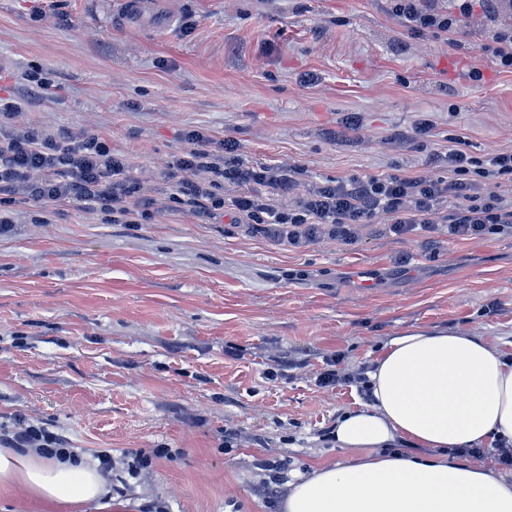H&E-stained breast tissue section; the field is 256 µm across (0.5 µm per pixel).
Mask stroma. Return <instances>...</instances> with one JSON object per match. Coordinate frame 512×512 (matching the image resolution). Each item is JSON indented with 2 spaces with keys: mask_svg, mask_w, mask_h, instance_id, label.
I'll use <instances>...</instances> for the list:
<instances>
[{
  "mask_svg": "<svg viewBox=\"0 0 512 512\" xmlns=\"http://www.w3.org/2000/svg\"><path fill=\"white\" fill-rule=\"evenodd\" d=\"M44 8L0 0V97L24 103L0 130L97 131L156 211L129 225L17 206L0 236V420L89 457L171 449L138 477L113 470L125 512H280L264 482L347 457L325 433L361 398L318 386L327 358L372 365L414 328L512 341L511 236L394 240L379 216L355 245L286 251L232 214L204 224L166 203L192 129L296 167L299 196L354 175H447L426 161L452 137L481 159L512 151V73L482 49L486 18L456 46L410 33L386 0H155L141 20L119 0ZM36 71L51 85L32 97ZM288 351L303 369L275 368Z\"/></svg>",
  "mask_w": 512,
  "mask_h": 512,
  "instance_id": "obj_1",
  "label": "stroma"
}]
</instances>
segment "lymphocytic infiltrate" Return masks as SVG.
<instances>
[{
  "label": "lymphocytic infiltrate",
  "instance_id": "obj_1",
  "mask_svg": "<svg viewBox=\"0 0 512 512\" xmlns=\"http://www.w3.org/2000/svg\"><path fill=\"white\" fill-rule=\"evenodd\" d=\"M389 9L414 32L465 34L475 15L498 11L503 0H388ZM187 150L169 177L174 209L193 213L201 222L231 206L237 223L253 235L284 250L300 249L328 239L350 246L358 231L377 215L387 217L389 234L445 233L450 240L512 236V202L483 195V181L512 176V152L488 159L454 148L448 152L449 177L390 175L354 176L313 188L307 196L292 192L293 167L244 162L230 138L212 143L202 131L184 135ZM194 169L201 181L185 179ZM236 188L225 200V188ZM29 201L63 203L100 213L109 224H139L149 216L151 201L130 172L127 159L98 133L52 132L26 127L0 135V235L11 229L13 207ZM451 211H444V203ZM1 448H31L66 457L58 435L18 417L0 423Z\"/></svg>",
  "mask_w": 512,
  "mask_h": 512
}]
</instances>
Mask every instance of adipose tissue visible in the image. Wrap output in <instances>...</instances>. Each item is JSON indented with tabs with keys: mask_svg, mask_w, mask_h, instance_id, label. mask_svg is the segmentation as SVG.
Returning <instances> with one entry per match:
<instances>
[{
	"mask_svg": "<svg viewBox=\"0 0 512 512\" xmlns=\"http://www.w3.org/2000/svg\"><path fill=\"white\" fill-rule=\"evenodd\" d=\"M367 377L372 401L346 411L333 433L348 462H318L288 481L282 512H512V474L458 455L512 444V361L497 343L417 328L383 343ZM400 441L414 453H398ZM0 495L39 512L120 507L86 458L14 448H0Z\"/></svg>",
	"mask_w": 512,
	"mask_h": 512,
	"instance_id": "ef3b65f1",
	"label": "adipose tissue"
}]
</instances>
